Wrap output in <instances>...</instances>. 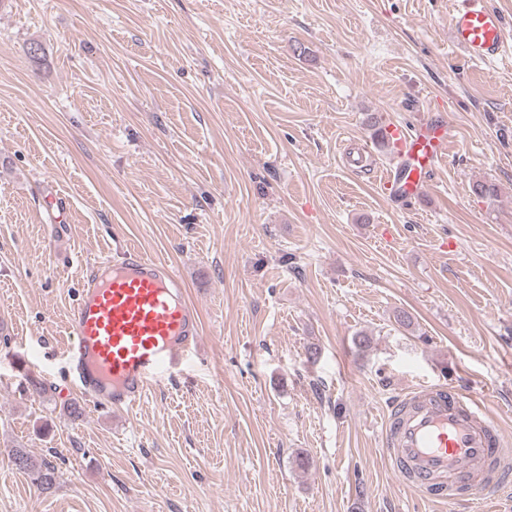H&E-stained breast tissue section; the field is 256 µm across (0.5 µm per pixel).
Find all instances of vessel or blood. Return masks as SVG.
Here are the masks:
<instances>
[{
	"instance_id": "1",
	"label": "vessel or blood",
	"mask_w": 512,
	"mask_h": 512,
	"mask_svg": "<svg viewBox=\"0 0 512 512\" xmlns=\"http://www.w3.org/2000/svg\"><path fill=\"white\" fill-rule=\"evenodd\" d=\"M448 25L452 45L475 62L498 60L512 39L487 0H452ZM380 136L403 160L382 175L381 191L415 197L448 151L445 123L427 121L412 131L390 123ZM69 332L65 365L81 394L125 410L187 361L199 345L200 327L172 266L130 249L119 260L86 268ZM382 440L404 484L435 502L453 507L462 498L485 501L512 491V450L473 392L409 389L394 400Z\"/></svg>"
}]
</instances>
